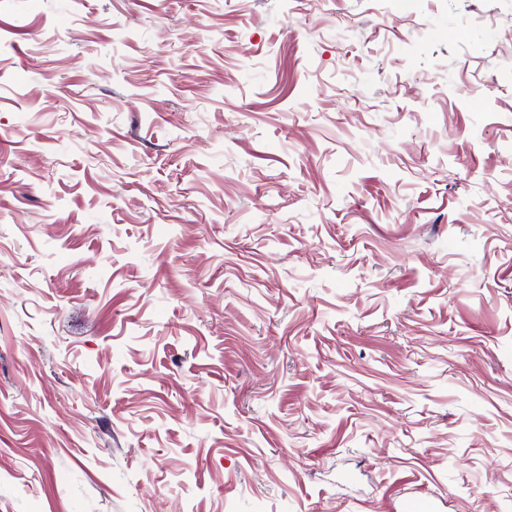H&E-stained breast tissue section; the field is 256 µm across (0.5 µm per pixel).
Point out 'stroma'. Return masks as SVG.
Returning <instances> with one entry per match:
<instances>
[{
    "label": "stroma",
    "instance_id": "obj_1",
    "mask_svg": "<svg viewBox=\"0 0 512 512\" xmlns=\"http://www.w3.org/2000/svg\"><path fill=\"white\" fill-rule=\"evenodd\" d=\"M0 512H512V0H0Z\"/></svg>",
    "mask_w": 512,
    "mask_h": 512
}]
</instances>
